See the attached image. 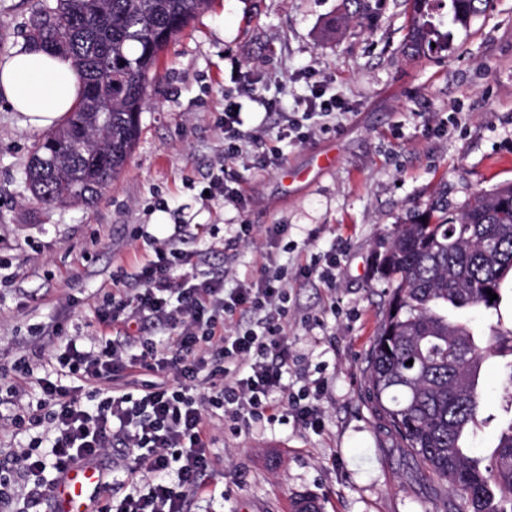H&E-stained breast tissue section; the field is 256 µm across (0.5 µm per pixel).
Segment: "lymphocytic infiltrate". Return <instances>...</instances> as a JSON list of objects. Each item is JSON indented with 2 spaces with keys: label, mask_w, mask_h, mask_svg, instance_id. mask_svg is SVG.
<instances>
[{
  "label": "lymphocytic infiltrate",
  "mask_w": 512,
  "mask_h": 512,
  "mask_svg": "<svg viewBox=\"0 0 512 512\" xmlns=\"http://www.w3.org/2000/svg\"><path fill=\"white\" fill-rule=\"evenodd\" d=\"M345 102L313 81L302 119L289 120L276 141L247 139L234 104L224 106V154L246 156L251 165L280 167L277 140L307 142L314 126L345 111ZM172 234L152 242L153 252L130 278L103 288L92 332L53 326L50 353L25 361L21 375L35 379V405L17 395L5 403L17 432L30 433L26 446L0 463V501L16 485L25 494L16 512H52L54 478L69 468L116 457L130 484L143 494H126L117 507L96 512H188L190 492L211 467L208 415L221 411L234 423L251 425L289 411L305 427L321 424L317 407L287 391L284 376L293 355L283 321L288 313L287 267L269 263L259 279L225 289L222 276L204 277L177 248L185 226L171 209ZM153 328L160 339H145ZM140 369L160 374L140 396L113 390L109 382ZM78 379L75 387L64 378Z\"/></svg>",
  "instance_id": "lymphocytic-infiltrate-1"
}]
</instances>
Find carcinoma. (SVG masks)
I'll return each instance as SVG.
<instances>
[{
    "instance_id": "cac0c4a2",
    "label": "carcinoma",
    "mask_w": 512,
    "mask_h": 512,
    "mask_svg": "<svg viewBox=\"0 0 512 512\" xmlns=\"http://www.w3.org/2000/svg\"><path fill=\"white\" fill-rule=\"evenodd\" d=\"M210 0H38L28 43L65 39L84 94L33 147L24 171L39 207L95 203L122 172L140 132L160 56ZM409 58L448 47L487 0H408ZM427 221H422V218ZM512 275V183L477 192L459 211L439 197L399 224L378 268L390 288L370 346L364 397L423 479L444 489V512H512V418L488 456L466 445L483 424L484 359L501 362L512 415V328L484 337L454 317L496 312ZM498 295L490 300V294ZM413 364H408V361Z\"/></svg>"
}]
</instances>
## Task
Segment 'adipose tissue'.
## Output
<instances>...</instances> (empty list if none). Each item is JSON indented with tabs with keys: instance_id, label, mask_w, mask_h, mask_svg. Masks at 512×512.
Listing matches in <instances>:
<instances>
[{
	"instance_id": "obj_1",
	"label": "adipose tissue",
	"mask_w": 512,
	"mask_h": 512,
	"mask_svg": "<svg viewBox=\"0 0 512 512\" xmlns=\"http://www.w3.org/2000/svg\"><path fill=\"white\" fill-rule=\"evenodd\" d=\"M81 91L70 59L53 52L28 49L0 61V97L30 128L46 129L62 122Z\"/></svg>"
}]
</instances>
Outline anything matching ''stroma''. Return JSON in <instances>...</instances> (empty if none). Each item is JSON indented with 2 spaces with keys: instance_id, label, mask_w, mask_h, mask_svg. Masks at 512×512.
<instances>
[{
  "instance_id": "stroma-1",
  "label": "stroma",
  "mask_w": 512,
  "mask_h": 512,
  "mask_svg": "<svg viewBox=\"0 0 512 512\" xmlns=\"http://www.w3.org/2000/svg\"><path fill=\"white\" fill-rule=\"evenodd\" d=\"M33 8L0 0V60L25 47ZM407 22L405 0H211L163 53L135 149L90 206L26 200L22 171L43 132L0 98V391L35 399L15 368L34 329L60 317L69 329L94 322L101 283L150 255L148 237L172 233L168 214L144 212L154 196L180 207L188 226H219L220 238L199 235L187 248L206 251L213 270L231 268L228 288L265 263L260 247L225 252L232 225L283 224L278 263L293 268L328 251L338 259L333 286L288 284V388L321 381L322 423L313 431L282 411L241 430L211 419L213 465L189 512H291L302 495L323 512H438L434 484L419 479L362 395L388 301L375 267L412 208L444 195L456 210L512 182V0H489L447 51L415 61L398 51ZM312 70L348 107L335 130L281 141L285 161L273 170L225 161L242 202L202 203L196 186L222 148L225 95L243 131L269 138L309 97ZM322 150L335 154L326 173L315 161ZM137 226L145 235L135 240Z\"/></svg>"
}]
</instances>
